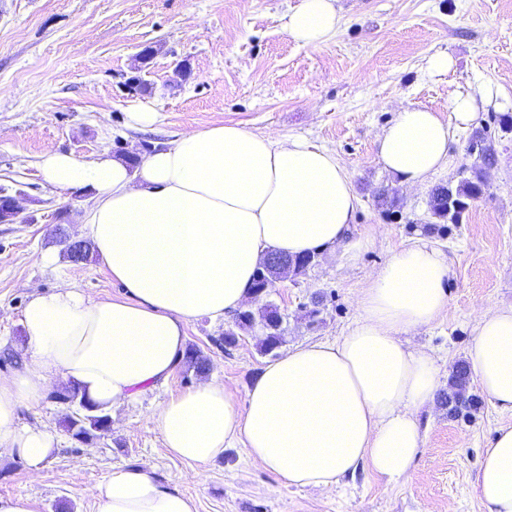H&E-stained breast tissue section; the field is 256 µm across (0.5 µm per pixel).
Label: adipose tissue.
<instances>
[{
  "instance_id": "ef3b65f1",
  "label": "adipose tissue",
  "mask_w": 512,
  "mask_h": 512,
  "mask_svg": "<svg viewBox=\"0 0 512 512\" xmlns=\"http://www.w3.org/2000/svg\"><path fill=\"white\" fill-rule=\"evenodd\" d=\"M339 21L336 0H301L286 29L316 48ZM491 97L456 93L444 119L403 108L377 138L380 163L402 184H423L448 165L457 132ZM39 168L53 187L90 194L79 232L125 294L92 299L65 287L27 303L24 368L0 378V453L34 473L56 440L20 426L19 410L52 382L74 383L104 410L132 401L172 377L190 322L245 305L267 251L339 246L354 259L371 243L353 234L358 197L347 170L303 138L216 125L179 136L134 169L107 154L83 162L56 151L41 155ZM447 275L443 253L415 241L362 289L347 333L270 361L243 401L213 379L170 397L152 415L165 448L205 465L238 441L295 487H335L364 466L390 482L406 478L422 444L417 413L441 384L432 358L401 337L444 309ZM468 361L487 399L512 412V308L480 311ZM475 491L486 512H512V424L484 450ZM88 494L93 512H196L191 497L145 467L115 469Z\"/></svg>"
}]
</instances>
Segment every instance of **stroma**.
Instances as JSON below:
<instances>
[{"label": "stroma", "instance_id": "35a3bbf8", "mask_svg": "<svg viewBox=\"0 0 512 512\" xmlns=\"http://www.w3.org/2000/svg\"><path fill=\"white\" fill-rule=\"evenodd\" d=\"M300 0H0V188L19 194L23 220L0 224V377L23 367L22 311L32 292L65 286L91 298L116 297L98 257L75 264L62 235L78 238L87 196L57 190L38 168L48 151L90 162L116 142L147 155L187 131L236 124L254 132L302 137L333 152L347 168L359 199L354 232L371 245L352 262L325 250L305 276L277 281L267 302L287 314L286 348L344 335L368 280L395 254L423 238L447 259L448 304L431 324L407 334L409 347L427 352L440 378L466 359L481 306H512V134L499 119L512 115V0H337L340 25L316 49L285 30ZM154 55L139 65L144 47ZM445 53L446 74L427 70ZM140 75L147 95L124 82ZM492 88L475 129L496 151L486 193L463 223L441 236L423 227L432 188L456 180L471 164L469 132H462L448 166L408 188L376 157V139L405 107L448 115L458 91ZM152 105L159 122L127 126V110ZM386 192L396 205L378 206ZM54 251L48 265L41 256ZM327 302L317 324L303 306L311 293ZM232 318L189 324L187 345L210 363L209 377L228 385L236 400L267 362L257 352L260 329L240 332L235 347L221 338ZM199 381L186 366L137 399L113 406L109 430L82 443L64 426L71 410L50 398L23 405L21 425L45 429L58 451L31 474L17 457H0V497L26 496L36 512H91L87 488L115 468L149 467L166 486L190 495L197 512H485L474 481L496 429L512 413L478 395L471 418L449 417L440 405L423 408V444L408 478L387 481L362 469L329 489L285 485L253 464L242 444L225 450L193 477L194 465L171 456L151 419L171 394Z\"/></svg>", "mask_w": 512, "mask_h": 512}]
</instances>
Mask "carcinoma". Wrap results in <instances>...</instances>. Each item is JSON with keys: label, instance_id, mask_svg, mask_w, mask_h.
Instances as JSON below:
<instances>
[{"label": "carcinoma", "instance_id": "1", "mask_svg": "<svg viewBox=\"0 0 512 512\" xmlns=\"http://www.w3.org/2000/svg\"><path fill=\"white\" fill-rule=\"evenodd\" d=\"M469 154L475 156L471 166L462 167L459 172L460 179L453 183L435 186L428 200V212L431 229L441 233L448 232V225L462 223L464 215L469 211L472 203L480 198L486 187L489 171L495 164V152L492 145L486 143L483 133L479 130L473 132L468 145ZM279 279L276 266L260 263L253 280V292L257 293L264 288L271 289ZM288 316L283 314L273 304L266 305L261 311L254 312L244 309L237 312L233 327L224 331L222 341L224 347L236 344L238 331L260 327L263 339L259 345V352L263 355H276V351L285 343V324ZM184 363L195 374L203 375L209 371V363L195 348H189L183 357ZM451 388L438 395V402L448 408V416L456 418L462 413L470 414L477 409V399L470 393V372L467 365L458 362L452 367L449 375ZM75 412L82 415L87 421L86 428H91L92 420L101 417L93 411L95 404L80 394L79 389L72 387L66 390Z\"/></svg>", "mask_w": 512, "mask_h": 512}]
</instances>
